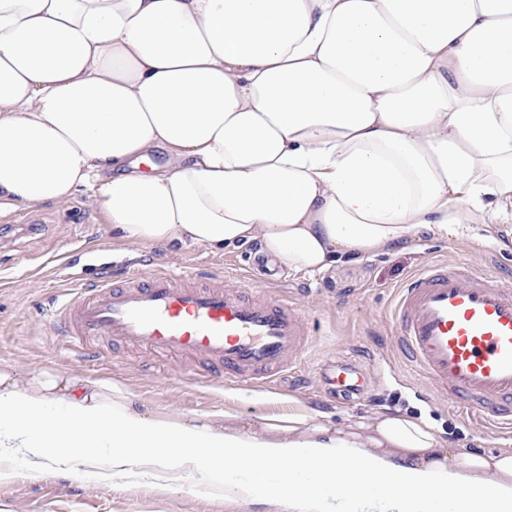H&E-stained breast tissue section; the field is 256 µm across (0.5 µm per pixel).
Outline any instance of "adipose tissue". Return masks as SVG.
Here are the masks:
<instances>
[{"label":"adipose tissue","mask_w":512,"mask_h":512,"mask_svg":"<svg viewBox=\"0 0 512 512\" xmlns=\"http://www.w3.org/2000/svg\"><path fill=\"white\" fill-rule=\"evenodd\" d=\"M79 193L127 243L295 272L512 249V0H0V212ZM50 463L267 512H512V451L420 415L188 418L0 366V482Z\"/></svg>","instance_id":"1"}]
</instances>
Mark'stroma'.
Returning <instances> with one entry per match:
<instances>
[{
  "label": "stroma",
  "instance_id": "1",
  "mask_svg": "<svg viewBox=\"0 0 512 512\" xmlns=\"http://www.w3.org/2000/svg\"><path fill=\"white\" fill-rule=\"evenodd\" d=\"M256 250L253 244L231 251L131 245L120 240L80 195L60 204L2 214L0 365L24 374L61 371L115 380L151 409L189 416L230 409L247 420H275L287 415L292 397L340 417L382 409L408 411L435 422L451 445L480 452L512 450V438L464 422L447 398L427 391L409 375L388 311L395 290L428 262L446 260L512 277L511 251L484 252L426 237L415 250L341 263L313 276L279 268L265 290L298 304L314 336L298 378L285 375L259 386H208L194 380L192 362L116 347L105 338L99 339L97 354L89 358L64 345L49 328L46 313L52 301L114 268L127 266L146 275L163 263L209 276L229 270L246 280L247 258ZM346 355L369 365L370 400L347 404L325 393L321 367ZM0 512H264V507L235 503L209 487L188 490L134 479L115 487L65 469L32 473L20 466L12 479L0 483Z\"/></svg>",
  "mask_w": 512,
  "mask_h": 512
}]
</instances>
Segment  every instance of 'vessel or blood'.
<instances>
[{"instance_id": "b4317fda", "label": "vessel or blood", "mask_w": 512, "mask_h": 512, "mask_svg": "<svg viewBox=\"0 0 512 512\" xmlns=\"http://www.w3.org/2000/svg\"><path fill=\"white\" fill-rule=\"evenodd\" d=\"M398 342L429 388L465 421L512 434V280L450 264L419 270L396 290ZM51 323L86 349L107 336L171 356L197 359L214 382L260 383L302 358L310 327L302 310L276 298L246 299L234 283L203 284L165 265L146 277H106L73 289ZM323 378L342 398L362 395L366 378L347 359Z\"/></svg>"}]
</instances>
